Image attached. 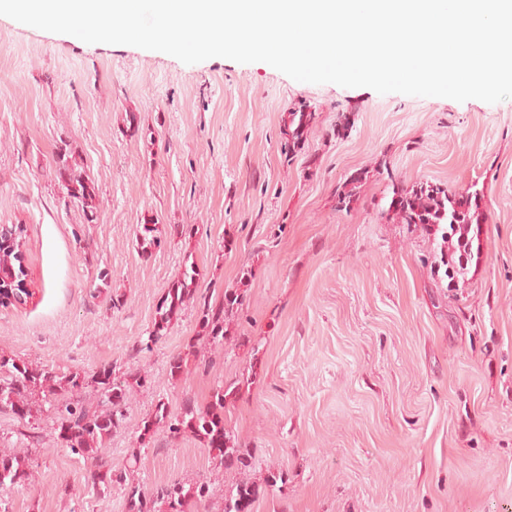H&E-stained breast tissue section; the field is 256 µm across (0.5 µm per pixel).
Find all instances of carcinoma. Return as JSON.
<instances>
[{
	"label": "carcinoma",
	"mask_w": 512,
	"mask_h": 512,
	"mask_svg": "<svg viewBox=\"0 0 512 512\" xmlns=\"http://www.w3.org/2000/svg\"><path fill=\"white\" fill-rule=\"evenodd\" d=\"M312 112L301 106L289 112L288 144L301 148L309 127ZM57 155V176L67 198L77 204L86 222L97 213L98 190L82 171ZM387 207L382 214L398 224L419 226L441 239L439 265L444 274L454 280L463 274L457 256L474 258V243L479 241L481 225L489 216L483 206V190L473 183L461 192H451L440 183L423 181L405 186L393 181L388 186ZM0 292L17 285L26 277V270L17 255V243H0ZM198 270L195 265L184 267L177 280L167 289L156 306L153 329L140 343L139 351L149 350L161 341L186 303L199 300L197 344L202 349L224 347L228 339L226 322L238 311L244 293L234 289L224 291V298L213 301L197 296ZM152 384L151 376L142 370L128 371L118 377L112 367L103 366L86 376L75 373H56L33 366L11 356L0 354V411H10L21 419L37 414L51 416L56 438L74 454L99 459L104 455L106 441L122 423L124 410L134 389ZM97 392L96 404L84 398L86 389ZM230 392L215 388L209 402L198 406L188 399L181 411L172 413L166 404L158 403L152 415L142 421L141 435H151L164 429L177 437L189 433L213 453L215 465L226 470L246 471L252 465L248 449L233 443L224 425V400ZM131 469L119 474L106 463L98 465L91 476L92 484L110 488L123 487L127 512H191V509L210 502L211 482L201 479L192 483L173 481L144 492L140 483L131 480ZM33 476L32 458L21 448L0 450V486L21 485ZM285 482L284 473L267 476L264 485L248 480L233 483L224 491L220 512H252L262 487H274Z\"/></svg>",
	"instance_id": "obj_1"
}]
</instances>
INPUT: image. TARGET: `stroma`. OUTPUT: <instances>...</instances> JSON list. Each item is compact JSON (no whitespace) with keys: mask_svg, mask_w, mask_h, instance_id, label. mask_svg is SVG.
Returning <instances> with one entry per match:
<instances>
[{"mask_svg":"<svg viewBox=\"0 0 512 512\" xmlns=\"http://www.w3.org/2000/svg\"><path fill=\"white\" fill-rule=\"evenodd\" d=\"M302 104L313 119L292 152L288 114ZM63 145L98 189L93 223L60 187ZM393 178L483 189L490 221L456 287L434 270L437 238L382 216ZM0 224L26 227L34 291L26 307L0 306V353L59 373L149 372L105 455L116 469L136 459L144 487L207 477L219 512L238 473H217L192 436L145 439L140 424L158 403L175 413L230 385L224 423L252 452L250 479L288 475L252 512H512V99L381 95L220 57L187 65L0 16ZM146 224L159 244L144 250ZM188 262L201 293L246 300L211 367L173 380L196 304L138 346ZM1 448L35 462L31 480L0 489L9 512H127L123 489L97 492L93 461L57 445L47 416L0 411Z\"/></svg>","mask_w":512,"mask_h":512,"instance_id":"obj_1","label":"stroma"}]
</instances>
